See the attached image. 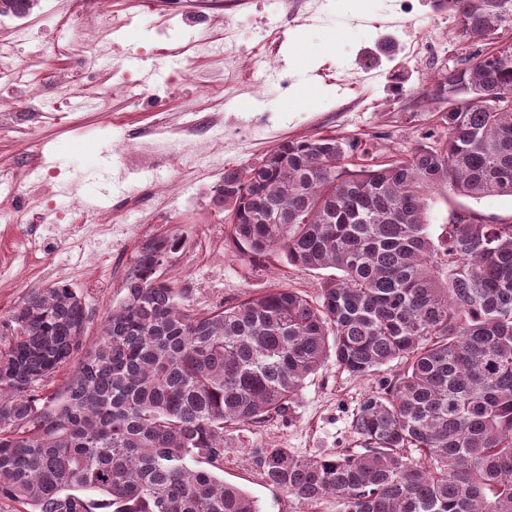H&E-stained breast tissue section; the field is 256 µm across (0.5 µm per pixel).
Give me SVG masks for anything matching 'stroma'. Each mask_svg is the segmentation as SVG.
Instances as JSON below:
<instances>
[{"instance_id":"stroma-1","label":"stroma","mask_w":512,"mask_h":512,"mask_svg":"<svg viewBox=\"0 0 512 512\" xmlns=\"http://www.w3.org/2000/svg\"><path fill=\"white\" fill-rule=\"evenodd\" d=\"M68 0H36L26 17L29 39L20 55L42 54L55 38L52 15ZM111 0L112 40L121 47L114 63L132 80L130 91L112 90L109 71L99 66L86 91L109 93L111 120L83 108L62 116L42 114L20 134L0 129V169L21 171L30 155L62 174L65 190L55 202L68 209L82 200L118 216L101 238L103 255L86 263L68 224L39 225L45 250L40 262L24 265L5 240L27 234V224L0 226V323L19 309L31 289L63 282L75 288L95 314L85 337L100 336L108 307L122 295L125 266L141 240L160 233L183 236L181 249L162 268L184 292L186 307L206 312L222 304L288 287L314 297L324 272L289 265L283 254L252 262L227 237L224 212L213 201L223 168L254 162L284 139L334 133L376 144L383 155L403 157L435 140L439 104L426 95V79L466 59L512 43V30L471 43L457 35L452 12L434 0ZM205 14L199 25L184 13ZM221 43L222 53L195 54L199 40ZM197 75L206 112L224 122L219 164L200 160L154 177L128 173L127 155L154 130L155 142L181 152L189 112L174 79L184 66ZM263 92H256V85ZM469 208L498 221H512L511 197L473 200L449 196L431 206L432 233H440L450 210ZM405 367L396 360L362 377L328 359L305 382L289 412L224 433L226 483L248 492L263 512H342L335 497L309 504L269 485L257 462L268 448H286L315 458L357 450L350 421L364 398L380 392Z\"/></svg>"}]
</instances>
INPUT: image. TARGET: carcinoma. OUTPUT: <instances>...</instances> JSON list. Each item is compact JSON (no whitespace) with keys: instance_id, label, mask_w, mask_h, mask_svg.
<instances>
[{"instance_id":"carcinoma-1","label":"carcinoma","mask_w":512,"mask_h":512,"mask_svg":"<svg viewBox=\"0 0 512 512\" xmlns=\"http://www.w3.org/2000/svg\"><path fill=\"white\" fill-rule=\"evenodd\" d=\"M30 0H0L23 15ZM459 36L512 25V0H441ZM441 135L379 159L336 134L283 140L224 170L214 198L248 259L331 270L310 298L273 288L198 314L159 269L182 238L144 240L99 339L76 289L35 288L0 326V501L22 512H261L224 483V429L290 409L332 357L356 376L406 368L351 421L362 451L267 448V483L343 512H512V222L449 191L512 197V44L434 77ZM358 163H344L348 153ZM62 389L43 382L74 357ZM455 208H469L487 218L500 221H512L511 197H486L481 200L454 196L448 193V203L441 198L431 206L430 223L431 231L436 237L441 232V224L448 223V214Z\"/></svg>"}]
</instances>
